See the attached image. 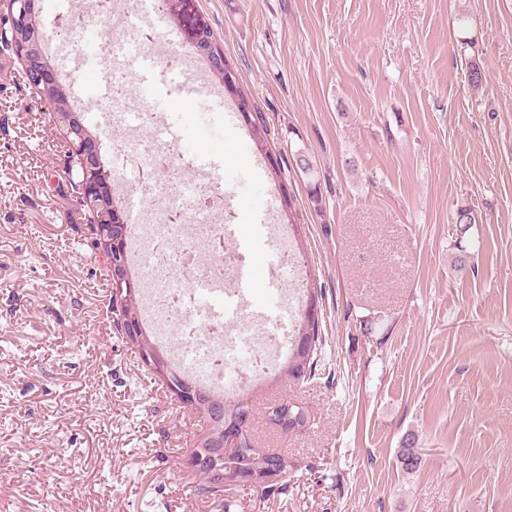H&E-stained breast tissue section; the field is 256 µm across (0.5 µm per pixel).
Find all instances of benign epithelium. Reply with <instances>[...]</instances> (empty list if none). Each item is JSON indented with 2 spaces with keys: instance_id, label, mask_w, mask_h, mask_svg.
<instances>
[{
  "instance_id": "benign-epithelium-1",
  "label": "benign epithelium",
  "mask_w": 512,
  "mask_h": 512,
  "mask_svg": "<svg viewBox=\"0 0 512 512\" xmlns=\"http://www.w3.org/2000/svg\"><path fill=\"white\" fill-rule=\"evenodd\" d=\"M190 40L203 55L209 68L224 73V52H216L210 26L200 19L190 29ZM0 43L23 64V74L53 112L68 144L69 174L76 198L93 213L96 243L107 257L112 274V296L119 301L132 293L135 285L128 272L127 240L130 229L117 205L111 204L110 176L99 161L96 141L80 120L79 113L63 97L55 96L61 87L60 77L44 51V32L40 0H0ZM120 330L129 339L142 338L140 311H119ZM224 455L225 472L232 464L237 438L229 432L206 441Z\"/></svg>"
}]
</instances>
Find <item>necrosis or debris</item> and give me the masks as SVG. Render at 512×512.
<instances>
[{"label": "necrosis or debris", "instance_id": "obj_1", "mask_svg": "<svg viewBox=\"0 0 512 512\" xmlns=\"http://www.w3.org/2000/svg\"><path fill=\"white\" fill-rule=\"evenodd\" d=\"M123 146L138 168L160 165L170 174L164 185L140 177L131 186L145 206L158 204L178 217L174 223L145 217L135 226L147 251L162 240L180 245L158 264L142 268L153 333L174 344L178 363L197 381L234 397L275 369L289 341L239 288L234 227L218 210H202L201 199L212 191L192 160L173 146L134 135Z\"/></svg>", "mask_w": 512, "mask_h": 512}]
</instances>
